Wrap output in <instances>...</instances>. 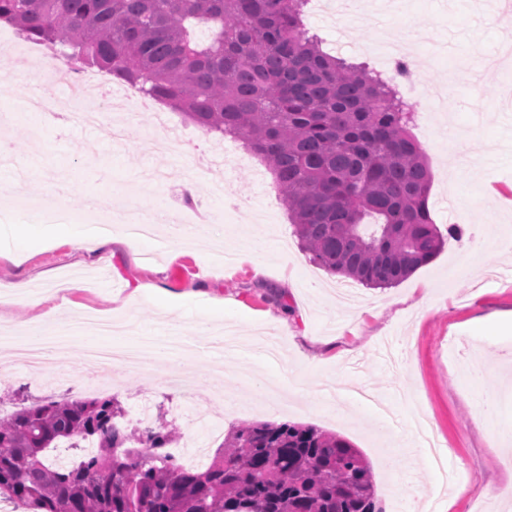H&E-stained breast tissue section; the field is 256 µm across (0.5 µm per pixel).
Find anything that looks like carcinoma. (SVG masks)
<instances>
[{"label":"carcinoma","instance_id":"obj_1","mask_svg":"<svg viewBox=\"0 0 512 512\" xmlns=\"http://www.w3.org/2000/svg\"><path fill=\"white\" fill-rule=\"evenodd\" d=\"M307 0H0V21L182 112L260 156L310 262L389 288L444 246L428 207L430 166L414 112L377 75L323 52ZM209 39L198 43L193 27ZM374 230H363L364 220ZM110 399L47 401L0 419V499L28 512H383L371 466L343 437L255 422L231 431L201 471L140 438ZM97 441L69 466L44 461L61 439Z\"/></svg>","mask_w":512,"mask_h":512}]
</instances>
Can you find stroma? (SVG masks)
<instances>
[{
    "label": "stroma",
    "instance_id": "35a3bbf8",
    "mask_svg": "<svg viewBox=\"0 0 512 512\" xmlns=\"http://www.w3.org/2000/svg\"><path fill=\"white\" fill-rule=\"evenodd\" d=\"M310 33L324 52L339 43L363 45L349 61L393 79L415 113L412 133L429 162L433 183L429 208L445 233L441 253L390 288L358 286V301L336 296L340 275L310 263L302 250L272 174L239 143L222 140L166 111L186 144L182 158L144 150L146 136H159L153 100L130 101L126 111L105 112L126 125L124 148L105 143L104 129L45 126L32 142L26 120L5 108L24 100L28 84L11 71L0 74V187L26 172L25 192L9 218L38 223L41 202L64 177L71 209L103 212L105 200L132 202L141 217L167 208L192 214L189 224L157 223L138 250L114 245L96 255L67 242L27 251L0 238V280L35 295L48 294L68 320V363L60 384L15 377L0 385V413L24 402L53 398L111 397L122 410L149 400L156 421L184 436V400L168 377L186 371L193 402L220 420L223 437L251 422L312 425L359 448L368 460L385 512H512V331L495 332L491 318L512 311V153L490 157L495 143H512V62L476 74L439 100L421 84L441 85L449 63L430 58L432 45L450 48L452 62L468 66L473 54L493 53L512 40L488 0H355L344 23L320 15L315 0L305 9ZM415 31L422 69L405 78L386 56L387 39L403 23ZM455 128L472 147L459 164L448 144ZM212 153L240 159L224 176L195 175V160ZM195 196L181 194L186 177ZM462 228L448 235L449 225ZM183 238L173 248L172 236ZM482 248L464 250L472 238ZM168 289L167 301L134 295L135 285ZM429 302L419 306L421 290ZM224 302V317L211 335L234 334L235 348L219 356L198 351L190 362L155 353L146 369H122L111 384L91 386L88 348L136 346L145 336H196V293ZM39 311L20 296L0 295V336L24 334ZM425 416L449 453L446 470L458 479L440 488L430 454L407 444L416 416Z\"/></svg>",
    "mask_w": 512,
    "mask_h": 512
}]
</instances>
